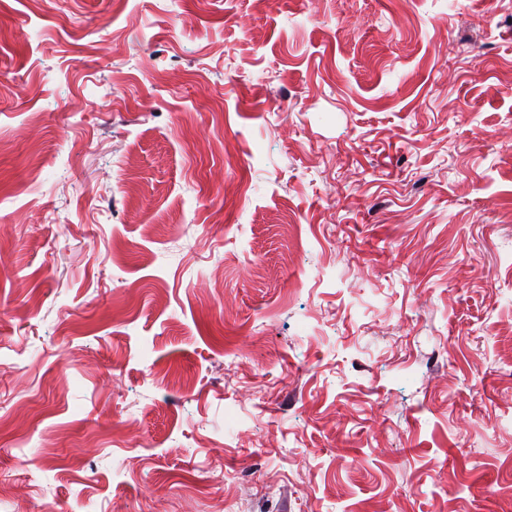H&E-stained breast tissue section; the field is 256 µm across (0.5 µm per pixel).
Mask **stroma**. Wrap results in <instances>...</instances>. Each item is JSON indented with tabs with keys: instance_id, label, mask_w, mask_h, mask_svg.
Instances as JSON below:
<instances>
[{
	"instance_id": "obj_1",
	"label": "stroma",
	"mask_w": 512,
	"mask_h": 512,
	"mask_svg": "<svg viewBox=\"0 0 512 512\" xmlns=\"http://www.w3.org/2000/svg\"><path fill=\"white\" fill-rule=\"evenodd\" d=\"M0 512H512V0H0Z\"/></svg>"
}]
</instances>
